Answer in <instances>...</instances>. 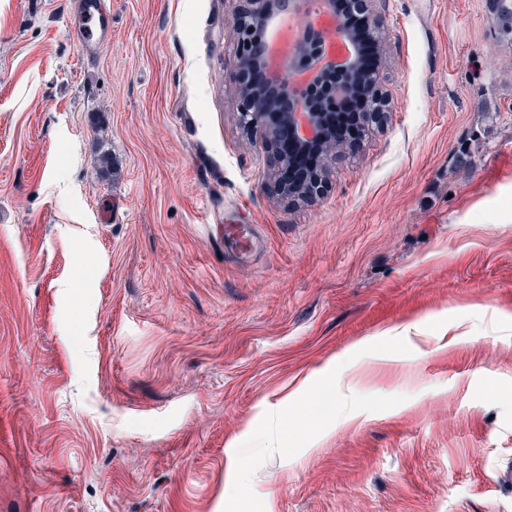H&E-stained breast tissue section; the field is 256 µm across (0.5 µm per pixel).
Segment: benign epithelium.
I'll list each match as a JSON object with an SVG mask.
<instances>
[{"instance_id":"1","label":"benign epithelium","mask_w":512,"mask_h":512,"mask_svg":"<svg viewBox=\"0 0 512 512\" xmlns=\"http://www.w3.org/2000/svg\"><path fill=\"white\" fill-rule=\"evenodd\" d=\"M234 54L237 74V94L240 99V124L260 131L263 137L276 139V123H285L300 144H308L322 136L328 109L347 97L353 90L354 79L361 77L372 96L379 97V71L358 74V59L351 56L336 61L333 48L341 41L356 47L357 36L336 15L335 0H320L322 6L313 12L303 10L305 0H234ZM364 13L366 28L374 39L382 38L383 24L368 8V0H355ZM288 13L302 18V27L295 39L293 51L280 65V73L272 76L273 86L258 92L246 75L257 68H266L264 43L252 37L256 31H266L277 15ZM288 97L292 109L280 111V100Z\"/></svg>"}]
</instances>
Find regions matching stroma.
I'll return each instance as SVG.
<instances>
[{"mask_svg": "<svg viewBox=\"0 0 512 512\" xmlns=\"http://www.w3.org/2000/svg\"><path fill=\"white\" fill-rule=\"evenodd\" d=\"M109 6L86 62L72 0H0V512H512L494 0H371L385 114L304 203L231 0Z\"/></svg>", "mask_w": 512, "mask_h": 512, "instance_id": "1", "label": "stroma"}]
</instances>
